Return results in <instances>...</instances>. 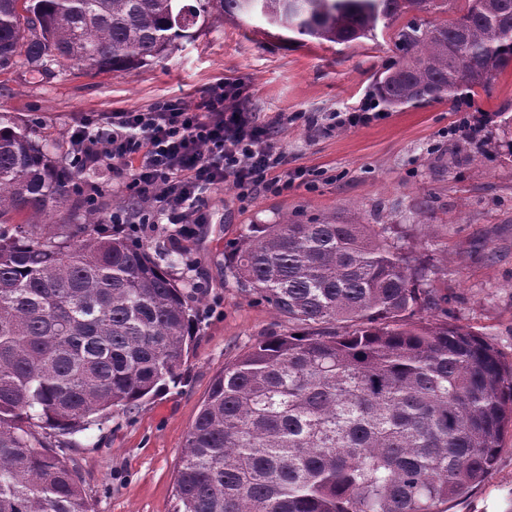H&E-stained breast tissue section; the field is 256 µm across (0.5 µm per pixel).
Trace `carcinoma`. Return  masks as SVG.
Segmentation results:
<instances>
[{
    "label": "carcinoma",
    "instance_id": "obj_1",
    "mask_svg": "<svg viewBox=\"0 0 512 512\" xmlns=\"http://www.w3.org/2000/svg\"><path fill=\"white\" fill-rule=\"evenodd\" d=\"M0 0V68L131 73L216 13L351 46L394 28L374 76L389 110L468 105L512 67V0H469L456 22L406 15L436 0ZM0 115V512H91L39 430L75 435L177 383L194 352L169 253L54 211L98 168ZM386 225L250 224L229 273L292 328L224 366L189 429L174 512H448L494 471L512 432V360L448 322L428 266ZM430 311L425 319L420 313Z\"/></svg>",
    "mask_w": 512,
    "mask_h": 512
}]
</instances>
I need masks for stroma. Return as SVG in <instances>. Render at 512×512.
<instances>
[{
    "label": "stroma",
    "mask_w": 512,
    "mask_h": 512,
    "mask_svg": "<svg viewBox=\"0 0 512 512\" xmlns=\"http://www.w3.org/2000/svg\"><path fill=\"white\" fill-rule=\"evenodd\" d=\"M394 54L385 33L350 47L291 42L261 21L212 15L166 57L131 73L0 70V114L62 146L84 114L145 109L173 96L192 104L215 83L239 82L262 116L289 114L278 131L289 168L317 174L313 186L248 203L224 184L205 195L212 220L194 239L172 241L165 224L142 235L148 249L182 254L175 275L200 287L195 352L180 382L155 398L82 434L48 432L49 446L77 469L91 512H173L185 438L214 376L258 339L287 332L270 305L224 274L225 248L248 225L331 216L387 225L389 242L428 264L431 287L448 298L449 321L475 327L512 357V159L496 119L512 113V69L477 90L471 108L441 100L386 111L370 86ZM336 112L378 118L335 129ZM449 512H512V435L491 477Z\"/></svg>",
    "instance_id": "1"
}]
</instances>
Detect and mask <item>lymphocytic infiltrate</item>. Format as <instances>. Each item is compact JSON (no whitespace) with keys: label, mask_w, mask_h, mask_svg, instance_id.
<instances>
[{"label":"lymphocytic infiltrate","mask_w":512,"mask_h":512,"mask_svg":"<svg viewBox=\"0 0 512 512\" xmlns=\"http://www.w3.org/2000/svg\"><path fill=\"white\" fill-rule=\"evenodd\" d=\"M284 121L261 120L241 86L219 83L191 105L174 97L144 110L84 116L71 127L69 145L82 166L111 163L129 202L127 210L103 215L113 233H147L165 221L176 239L190 240L210 221L207 190L229 182L249 202L306 181V170L289 169L277 142Z\"/></svg>","instance_id":"1"}]
</instances>
